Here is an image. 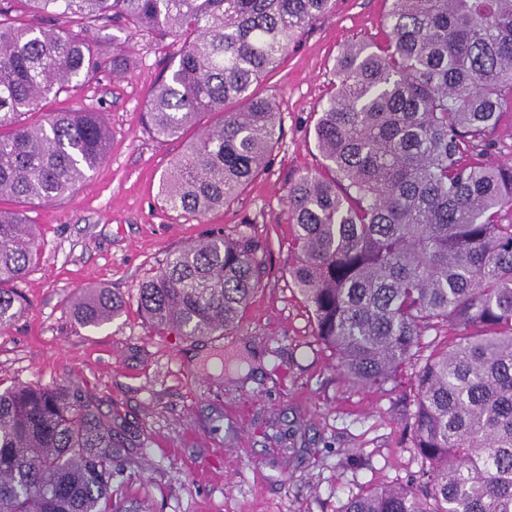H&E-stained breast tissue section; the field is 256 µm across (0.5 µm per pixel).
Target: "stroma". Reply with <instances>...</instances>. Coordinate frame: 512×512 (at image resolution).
<instances>
[{
  "instance_id": "1",
  "label": "stroma",
  "mask_w": 512,
  "mask_h": 512,
  "mask_svg": "<svg viewBox=\"0 0 512 512\" xmlns=\"http://www.w3.org/2000/svg\"><path fill=\"white\" fill-rule=\"evenodd\" d=\"M387 9V0H336L299 36L257 88L275 102L281 129L265 170L203 218L161 205L162 177L185 144L153 137L143 116L178 42L102 28L124 68L50 101L100 112L110 150L67 197L21 206L38 226L39 253L16 287L21 309L0 330V383L71 382L111 415L125 442L113 500L139 512H344L351 497L410 483L420 470L406 427L411 369L380 389L343 381L288 273L296 252L287 192L322 161L314 125L338 50L381 40ZM210 235L251 237L262 287L224 335L154 327L137 305L140 281ZM93 288L111 289L124 306L104 326L83 328L72 303Z\"/></svg>"
}]
</instances>
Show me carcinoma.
Wrapping results in <instances>:
<instances>
[{
  "label": "carcinoma",
  "instance_id": "cac0c4a2",
  "mask_svg": "<svg viewBox=\"0 0 512 512\" xmlns=\"http://www.w3.org/2000/svg\"><path fill=\"white\" fill-rule=\"evenodd\" d=\"M0 5V202L47 203L107 156L109 129L85 108L44 110L72 83L124 65L95 24L180 43L146 102L149 132L194 135L163 177L173 211L204 215L238 198L280 137L256 92L335 0H19ZM382 41L351 40L315 123L320 168L288 190L290 270L343 379L394 380L440 325L453 344L416 365L415 448L428 463L406 485L373 488L344 512H512V165L492 164L512 110V0H391ZM206 115L219 119L204 123ZM36 225L0 208V329L33 262ZM253 241L206 237L169 255L138 288L155 327L222 336L265 274ZM123 306L81 296V325ZM112 418L85 392H0V512H121L112 502Z\"/></svg>",
  "mask_w": 512,
  "mask_h": 512
}]
</instances>
